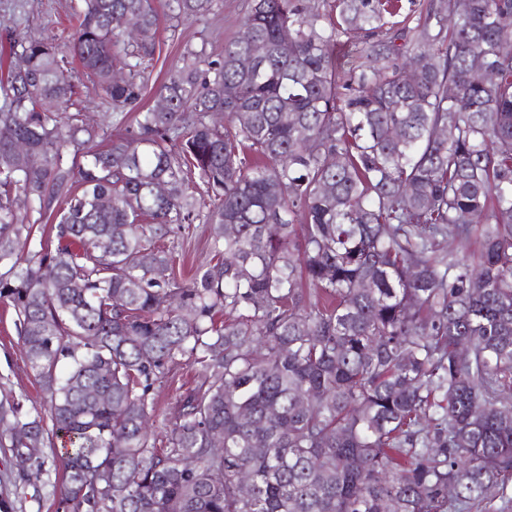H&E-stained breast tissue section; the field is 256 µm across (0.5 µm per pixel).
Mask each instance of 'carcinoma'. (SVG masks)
<instances>
[{
	"instance_id": "1",
	"label": "carcinoma",
	"mask_w": 512,
	"mask_h": 512,
	"mask_svg": "<svg viewBox=\"0 0 512 512\" xmlns=\"http://www.w3.org/2000/svg\"><path fill=\"white\" fill-rule=\"evenodd\" d=\"M391 2L248 0L224 55L187 51L164 106L133 116L154 0H77L62 47L11 39L0 299L45 405L1 400L0 445L25 484L54 447L59 512H471L505 494L512 0H430L389 34ZM213 6L168 0L173 18ZM65 49L136 125L82 157L94 130L42 109L75 94ZM55 202L60 245L21 250ZM195 222L209 258L184 286L161 239ZM473 236L475 265L451 247ZM185 362L195 386L156 436L155 386Z\"/></svg>"
}]
</instances>
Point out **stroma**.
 Wrapping results in <instances>:
<instances>
[{"instance_id":"35a3bbf8","label":"stroma","mask_w":512,"mask_h":512,"mask_svg":"<svg viewBox=\"0 0 512 512\" xmlns=\"http://www.w3.org/2000/svg\"><path fill=\"white\" fill-rule=\"evenodd\" d=\"M244 0H217V5L207 14L173 19L164 0H155L160 13L157 50L149 69L142 103L155 105V89L166 81L182 64L186 50L206 48L211 55L221 54L224 40L236 29L243 13ZM71 0H0V47L6 43L7 31L14 30L35 39L56 37L65 39L73 22L70 17ZM76 86L70 114L96 131L87 142L84 152H93L105 146L117 130L112 125V108L100 96L83 74L81 67L71 72ZM207 225L185 224L173 226L166 238L167 246L175 248L178 260L173 270L175 279L190 283L197 266L206 260ZM12 306L0 301V400L8 398L21 401L25 409L41 407L42 392L36 383L15 326ZM193 366L178 367L167 382L154 391L157 427H164L172 420L179 396L194 385ZM10 452L0 447V500L10 505L9 512H56L53 487L60 477L54 469L43 473L37 486H22L12 472Z\"/></svg>"}]
</instances>
